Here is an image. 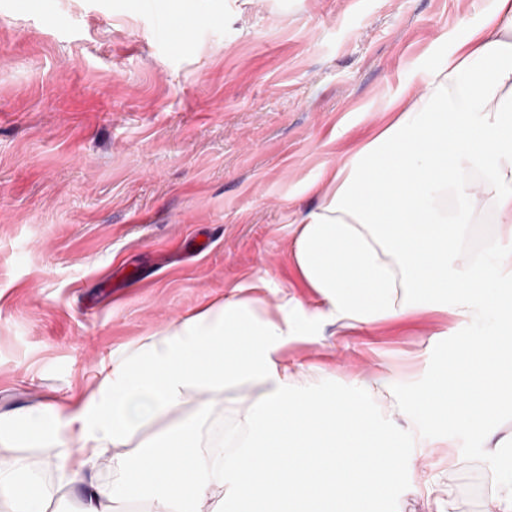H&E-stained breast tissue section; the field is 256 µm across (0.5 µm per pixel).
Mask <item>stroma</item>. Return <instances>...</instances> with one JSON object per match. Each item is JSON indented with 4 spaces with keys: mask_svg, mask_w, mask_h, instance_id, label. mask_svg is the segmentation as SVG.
<instances>
[{
    "mask_svg": "<svg viewBox=\"0 0 512 512\" xmlns=\"http://www.w3.org/2000/svg\"><path fill=\"white\" fill-rule=\"evenodd\" d=\"M495 0H0V412L67 403L102 358L260 276L311 333L288 363L320 387L393 370L425 388L459 324L433 311L337 333L292 260L324 168L483 21ZM197 18L180 42L164 16ZM248 388L139 431L231 423ZM404 479L381 512H497L484 441L405 413ZM425 434L431 447L417 445Z\"/></svg>",
    "mask_w": 512,
    "mask_h": 512,
    "instance_id": "obj_1",
    "label": "stroma"
}]
</instances>
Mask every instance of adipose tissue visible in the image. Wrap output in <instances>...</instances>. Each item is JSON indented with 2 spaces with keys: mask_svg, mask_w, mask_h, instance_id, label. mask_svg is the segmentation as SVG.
Listing matches in <instances>:
<instances>
[{
  "mask_svg": "<svg viewBox=\"0 0 512 512\" xmlns=\"http://www.w3.org/2000/svg\"><path fill=\"white\" fill-rule=\"evenodd\" d=\"M310 189L319 203L297 220L292 256L323 302L319 319L349 330L437 310L490 319L494 334L458 337L428 386L405 398L390 372L318 390L283 358L301 304L286 296L268 308L266 280L249 277L102 362L79 402L0 413V441L55 448L46 463L83 488L82 512L132 499L148 512H378L402 476L383 395L391 411L492 441L512 410V0H495L469 41ZM479 224L493 230L473 252ZM244 383L254 393L222 441L175 428L113 458L112 483L98 481L108 448L193 396ZM0 497L10 512H47L26 464H0Z\"/></svg>",
  "mask_w": 512,
  "mask_h": 512,
  "instance_id": "obj_1",
  "label": "adipose tissue"
}]
</instances>
